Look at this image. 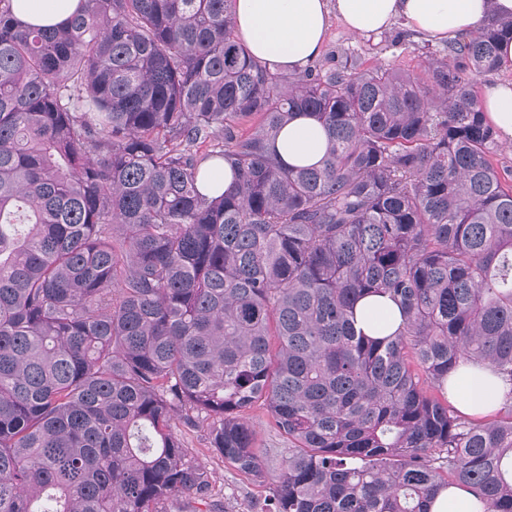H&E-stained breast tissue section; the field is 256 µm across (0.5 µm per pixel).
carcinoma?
Here are the masks:
<instances>
[{
    "label": "carcinoma",
    "instance_id": "carcinoma-1",
    "mask_svg": "<svg viewBox=\"0 0 512 512\" xmlns=\"http://www.w3.org/2000/svg\"><path fill=\"white\" fill-rule=\"evenodd\" d=\"M84 2L37 28L0 0V512L206 498L176 418L261 478L260 401L290 444L265 512H428L448 485L512 512V398L473 422L424 388L464 362L512 382V169L476 91L512 19L423 81L287 77L233 0ZM300 112L325 155L286 167ZM208 160L232 190L199 191ZM374 293L401 309L381 339L354 321Z\"/></svg>",
    "mask_w": 512,
    "mask_h": 512
}]
</instances>
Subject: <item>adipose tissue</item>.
<instances>
[{
    "instance_id": "adipose-tissue-1",
    "label": "adipose tissue",
    "mask_w": 512,
    "mask_h": 512,
    "mask_svg": "<svg viewBox=\"0 0 512 512\" xmlns=\"http://www.w3.org/2000/svg\"><path fill=\"white\" fill-rule=\"evenodd\" d=\"M79 0H15V16L22 23L56 27L65 23ZM238 38L270 70L304 71L324 48L331 22L349 33H377L401 24L418 37L456 41L476 34L488 20L512 19V0H234ZM480 106L489 123L512 143V83L485 82ZM284 165L318 163L326 140L319 122L298 114L272 144ZM357 329L381 338L402 324L399 308L387 297L371 294L355 306ZM442 392L449 404L471 419L491 415L512 385L489 367L467 363L446 379Z\"/></svg>"
}]
</instances>
